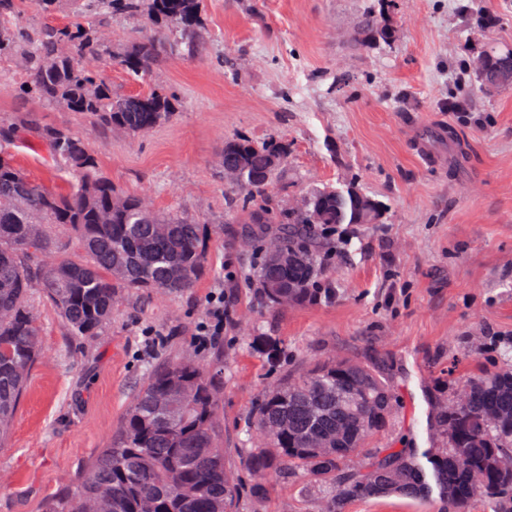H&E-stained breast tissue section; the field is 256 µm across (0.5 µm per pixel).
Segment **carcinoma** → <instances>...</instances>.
<instances>
[{"label": "carcinoma", "instance_id": "obj_1", "mask_svg": "<svg viewBox=\"0 0 512 512\" xmlns=\"http://www.w3.org/2000/svg\"><path fill=\"white\" fill-rule=\"evenodd\" d=\"M63 0H30L46 21L31 30L24 0H0V59L16 58L22 95L93 120L112 133H148L168 120L175 98L162 87L145 94L112 95L100 64L114 61L145 79L159 62L161 40L134 38L113 53L103 22L114 13L145 16L161 27L194 33L201 27L200 0H69L73 19L48 22ZM512 51L483 50L481 86L500 80ZM26 122H0V448L23 397L32 363L42 351L32 294L40 291L64 320L69 335L95 336L112 319L117 288L183 292L205 271V229L178 213L144 214L142 196L117 190L85 143L50 125L36 134L52 163L70 172L66 189L31 180L5 147ZM288 146L279 140L256 144L240 136L224 141V163L243 172L241 211L245 224L277 225L287 260L264 259L257 272L265 300L300 306L331 296L318 288L326 255L321 230L363 224L382 205L353 187L313 190L302 210L283 212L267 204L273 160ZM76 235L82 255H68L52 233ZM253 347L269 361L282 344L256 336ZM172 405L170 415L158 410ZM220 385L217 373L191 359L149 375L108 447L101 449L78 482L50 497L43 512H84L101 498L107 512H235L238 478L226 466L219 439ZM396 403L387 362L328 359L277 379L252 412V430L262 441L244 451L253 477L248 491L264 498L269 481L298 470L326 488L317 512H343L354 498L393 493L426 500L437 492L454 512H470L481 500L491 512H512V471L499 468L512 456V364L496 371L456 374L450 366L433 379L429 398V448H370L369 440L390 428Z\"/></svg>", "mask_w": 512, "mask_h": 512}]
</instances>
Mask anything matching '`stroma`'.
<instances>
[{"mask_svg":"<svg viewBox=\"0 0 512 512\" xmlns=\"http://www.w3.org/2000/svg\"><path fill=\"white\" fill-rule=\"evenodd\" d=\"M202 0L196 37L175 29L173 53L150 77L104 65L115 95L167 88L172 119L142 137L105 136L88 119L15 93L19 71L0 61V119L29 116L69 129L122 191L209 227L208 272L188 291L122 288L99 335L69 336L41 295L31 304L43 354L31 366L7 447L0 448V512H42L107 446L146 370L186 357L223 368L219 409L226 463L243 473L255 447L250 410L284 373L336 357L385 358L398 396L391 436L429 445L427 395L449 364L459 372L512 361V85L486 90L475 75L490 45L512 50V0ZM374 15L388 36L363 30ZM245 135L285 141L272 206L302 204L315 188L358 184L384 208L379 224L341 225L320 285L332 299L276 309L244 245L239 192L224 176V142ZM426 138L433 160L420 155ZM28 176L48 186L69 176L33 136L10 147ZM224 295V337L194 342L212 293ZM163 345L145 347L144 329ZM262 335L283 346L278 363L254 350ZM324 490L300 473L271 482L264 501L241 492L237 512H314ZM388 496L347 501L344 512H443Z\"/></svg>","mask_w":512,"mask_h":512,"instance_id":"obj_1","label":"stroma"}]
</instances>
